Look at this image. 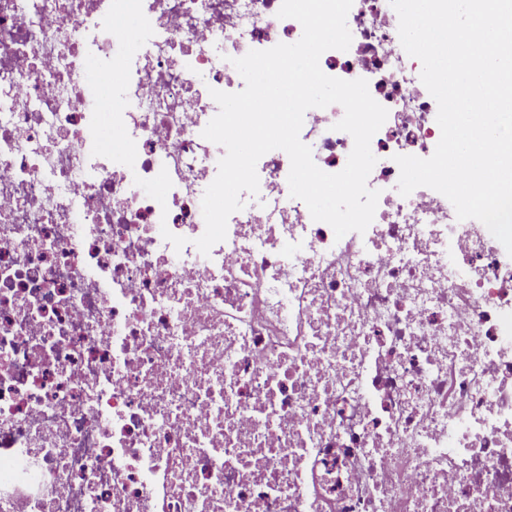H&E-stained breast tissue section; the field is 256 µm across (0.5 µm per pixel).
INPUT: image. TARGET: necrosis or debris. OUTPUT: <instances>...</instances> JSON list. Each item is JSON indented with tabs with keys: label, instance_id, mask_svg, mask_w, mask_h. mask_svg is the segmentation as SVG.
I'll use <instances>...</instances> for the list:
<instances>
[{
	"label": "necrosis or debris",
	"instance_id": "4bbe7bcc",
	"mask_svg": "<svg viewBox=\"0 0 512 512\" xmlns=\"http://www.w3.org/2000/svg\"><path fill=\"white\" fill-rule=\"evenodd\" d=\"M281 2L0 0V512H512V256L397 190L441 132L389 0H353L320 58L388 111L366 232L312 220L273 150L194 244L209 91L301 38ZM343 114L300 132L328 173Z\"/></svg>",
	"mask_w": 512,
	"mask_h": 512
}]
</instances>
